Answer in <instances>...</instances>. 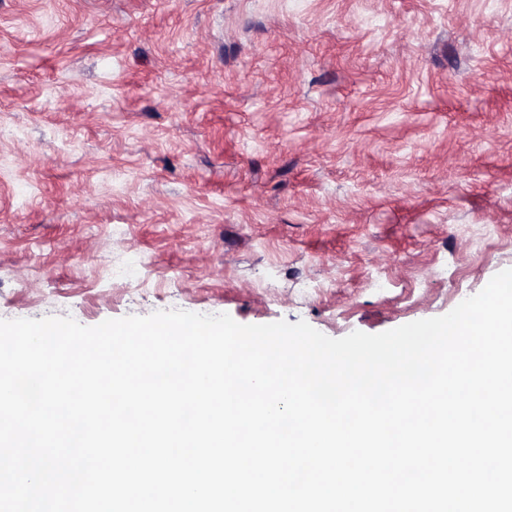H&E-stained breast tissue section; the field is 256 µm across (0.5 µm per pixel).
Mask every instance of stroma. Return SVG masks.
Returning a JSON list of instances; mask_svg holds the SVG:
<instances>
[{
    "label": "stroma",
    "mask_w": 512,
    "mask_h": 512,
    "mask_svg": "<svg viewBox=\"0 0 512 512\" xmlns=\"http://www.w3.org/2000/svg\"><path fill=\"white\" fill-rule=\"evenodd\" d=\"M512 268V0H0V319L332 338Z\"/></svg>",
    "instance_id": "obj_1"
}]
</instances>
